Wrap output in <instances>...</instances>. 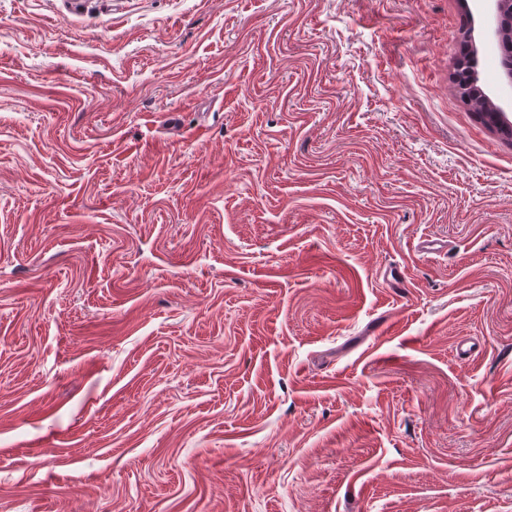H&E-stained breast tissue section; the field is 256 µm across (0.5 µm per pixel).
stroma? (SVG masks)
I'll return each mask as SVG.
<instances>
[{
    "label": "stroma",
    "instance_id": "1",
    "mask_svg": "<svg viewBox=\"0 0 512 512\" xmlns=\"http://www.w3.org/2000/svg\"><path fill=\"white\" fill-rule=\"evenodd\" d=\"M466 37L512 123L474 0H0V512H512Z\"/></svg>",
    "mask_w": 512,
    "mask_h": 512
}]
</instances>
